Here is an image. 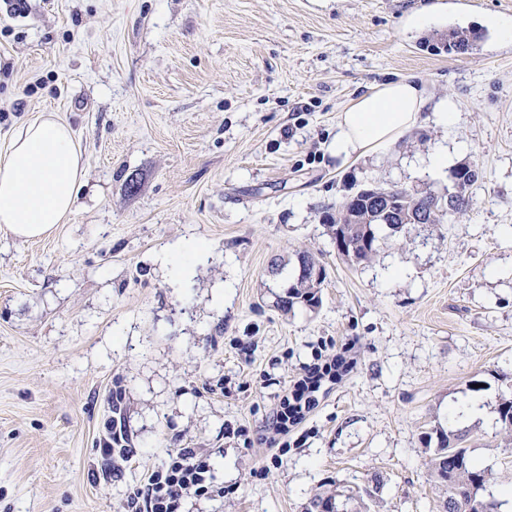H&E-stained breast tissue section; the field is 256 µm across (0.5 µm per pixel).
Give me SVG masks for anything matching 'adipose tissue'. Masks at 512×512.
Returning a JSON list of instances; mask_svg holds the SVG:
<instances>
[{"label":"adipose tissue","instance_id":"1","mask_svg":"<svg viewBox=\"0 0 512 512\" xmlns=\"http://www.w3.org/2000/svg\"><path fill=\"white\" fill-rule=\"evenodd\" d=\"M429 106L425 87L403 79L380 84L340 115L330 154L348 161L392 146L421 121ZM84 161L68 123L46 113L27 122L0 150V227L12 236L37 239L65 223L83 184ZM207 253L202 242L183 241L157 259L181 286L194 262Z\"/></svg>","mask_w":512,"mask_h":512}]
</instances>
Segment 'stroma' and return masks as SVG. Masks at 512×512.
Here are the masks:
<instances>
[{"label":"stroma","instance_id":"obj_1","mask_svg":"<svg viewBox=\"0 0 512 512\" xmlns=\"http://www.w3.org/2000/svg\"><path fill=\"white\" fill-rule=\"evenodd\" d=\"M0 0V150L28 120L71 125L84 185L67 223L23 241L0 231V512H129L173 448L211 456L224 495L183 512H442L425 436L462 397H512V44L484 26L512 0ZM447 25L410 30V15ZM473 50L446 51L448 31ZM412 77L458 119L426 118L397 144L336 162L342 110ZM480 176L462 221L381 242L367 263L323 222L367 184L447 195ZM209 249L188 288L155 261ZM325 268L319 307L283 312L299 252ZM282 261L272 274V259ZM400 269L391 277V269ZM224 291L223 307L213 293ZM354 348L275 456L269 417L304 366ZM120 420L133 452L100 474ZM471 455L512 487V431L469 422ZM371 497L355 500L356 492Z\"/></svg>","mask_w":512,"mask_h":512}]
</instances>
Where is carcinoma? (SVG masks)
I'll return each instance as SVG.
<instances>
[{
	"instance_id": "cac0c4a2",
	"label": "carcinoma",
	"mask_w": 512,
	"mask_h": 512,
	"mask_svg": "<svg viewBox=\"0 0 512 512\" xmlns=\"http://www.w3.org/2000/svg\"><path fill=\"white\" fill-rule=\"evenodd\" d=\"M471 46V36L465 32L453 31L448 34L447 49L465 52ZM452 179L462 183V195L449 201L447 207L430 221V224H455L467 212L470 205L468 190L479 179L478 169L458 166L452 171ZM368 195L345 198L336 213L326 215L328 233L334 241H343L346 250L342 256L353 263L370 260L376 253L383 237L380 232L388 230L395 235L407 226L403 217L417 216L429 209L435 195L403 194L393 185L368 186ZM325 282L324 267L310 253L298 257L297 274L288 283V295L280 300V308L288 313L301 306L314 309L321 302V288ZM466 433L448 429L439 433L438 448L432 459L431 477L445 488L448 496L444 501V512H501L503 502L493 495L478 496L486 490L492 473L473 460L468 449L461 446ZM306 512H343L331 496L317 495L306 507Z\"/></svg>"
}]
</instances>
